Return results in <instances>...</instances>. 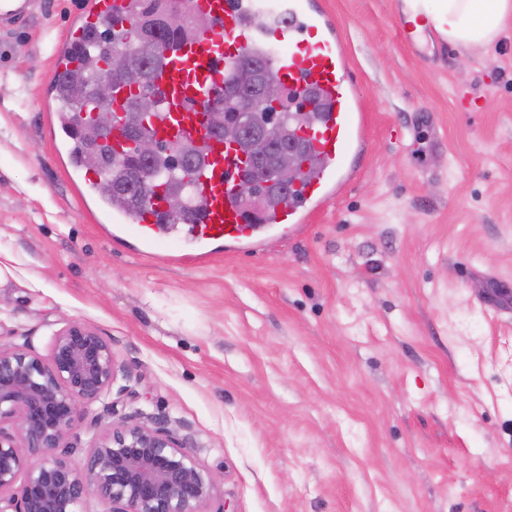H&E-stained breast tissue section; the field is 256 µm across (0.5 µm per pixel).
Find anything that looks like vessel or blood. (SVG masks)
Masks as SVG:
<instances>
[{"label": "vessel or blood", "mask_w": 512, "mask_h": 512, "mask_svg": "<svg viewBox=\"0 0 512 512\" xmlns=\"http://www.w3.org/2000/svg\"><path fill=\"white\" fill-rule=\"evenodd\" d=\"M33 5L34 0H0V22L30 16ZM189 6L205 24L190 37L160 46L153 84L164 96L150 114L149 126L170 141L200 147L192 185L194 211L181 230L163 223L150 206L121 213L116 223L130 230L146 252L180 236L188 249L203 257L219 242L238 244L255 239L273 225L294 229L309 223L355 177L365 120L338 29L326 14L312 9L308 0H190ZM260 12L266 17L262 27L255 20ZM104 21L115 31H130L137 22L136 0H93L85 27ZM306 30L315 32V39H303ZM260 45L266 46L279 80L293 92L316 89L323 108L317 122L305 131L318 161L314 175L303 177L296 195L265 221L254 222L238 205L241 151L208 137L199 122V109L211 91L223 87L239 63Z\"/></svg>", "instance_id": "vessel-or-blood-1"}]
</instances>
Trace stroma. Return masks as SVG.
<instances>
[{"mask_svg": "<svg viewBox=\"0 0 512 512\" xmlns=\"http://www.w3.org/2000/svg\"><path fill=\"white\" fill-rule=\"evenodd\" d=\"M319 2L362 165L302 230L205 259L114 241L66 175L52 55L87 0L0 29V342L110 339L71 463L110 424L166 428L216 476L207 512H512V19L414 49L402 0Z\"/></svg>", "mask_w": 512, "mask_h": 512, "instance_id": "35a3bbf8", "label": "stroma"}]
</instances>
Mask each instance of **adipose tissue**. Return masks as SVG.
Wrapping results in <instances>:
<instances>
[{
	"mask_svg": "<svg viewBox=\"0 0 512 512\" xmlns=\"http://www.w3.org/2000/svg\"><path fill=\"white\" fill-rule=\"evenodd\" d=\"M422 13L448 41L488 47L504 36L505 22L512 17V0H437Z\"/></svg>",
	"mask_w": 512,
	"mask_h": 512,
	"instance_id": "obj_1",
	"label": "adipose tissue"
}]
</instances>
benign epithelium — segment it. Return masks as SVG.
Instances as JSON below:
<instances>
[{
  "label": "benign epithelium",
  "instance_id": "obj_1",
  "mask_svg": "<svg viewBox=\"0 0 512 512\" xmlns=\"http://www.w3.org/2000/svg\"><path fill=\"white\" fill-rule=\"evenodd\" d=\"M125 86L137 92L132 110L149 112L155 94L141 68L121 72ZM116 85L107 76L93 97L112 105ZM275 107L270 122L283 119V109L312 110L305 99L289 96L288 89L266 85L258 90L257 108ZM159 140L141 132L132 160L137 190L146 192L143 175ZM272 151L267 136L252 138V160L262 162ZM299 166L296 150L281 149L274 169L283 182L291 181ZM242 211L260 218L268 200L258 184L243 180L238 186ZM163 208L180 223L189 216V203L174 196ZM118 363L112 342L81 323L56 334L48 357L27 345L0 344V512H82L90 496L112 505L109 512H204L214 498V474L200 467L170 431L141 423L110 425L89 449L77 468L67 458L84 417V405L101 400L112 389Z\"/></svg>",
  "mask_w": 512,
  "mask_h": 512
}]
</instances>
